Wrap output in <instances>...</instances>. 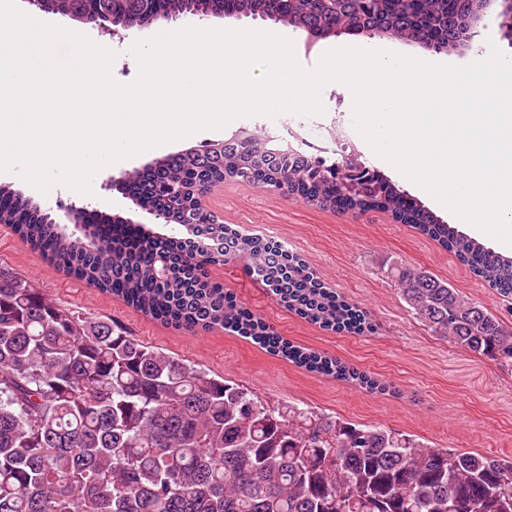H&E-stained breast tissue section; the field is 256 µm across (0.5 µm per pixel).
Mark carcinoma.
<instances>
[{
    "label": "carcinoma",
    "mask_w": 512,
    "mask_h": 512,
    "mask_svg": "<svg viewBox=\"0 0 512 512\" xmlns=\"http://www.w3.org/2000/svg\"><path fill=\"white\" fill-rule=\"evenodd\" d=\"M158 17L189 15L192 0H149ZM474 0H349L340 15L318 0H211L210 9L291 28L380 27L393 39H458ZM130 27L143 7L119 8ZM254 154L230 143L205 160L188 150L129 175L134 194L173 219L166 186L186 197L233 179L288 191L328 209L383 210L436 241L479 279L512 296V259L459 233L378 174L353 198L321 175L333 165L296 150ZM21 238L55 269L143 314L188 329L230 330L313 372L384 386L317 351L291 345L224 293L208 267L245 255L288 308L328 329L359 333L364 315L294 255L227 224L193 225V239L143 232L104 239L56 224L26 196L0 188ZM408 305L439 337L512 366V333L448 283L396 268ZM0 512H512V463L433 448L382 428L309 409L276 410L248 390L159 352L52 300L0 265Z\"/></svg>",
    "instance_id": "1"
}]
</instances>
